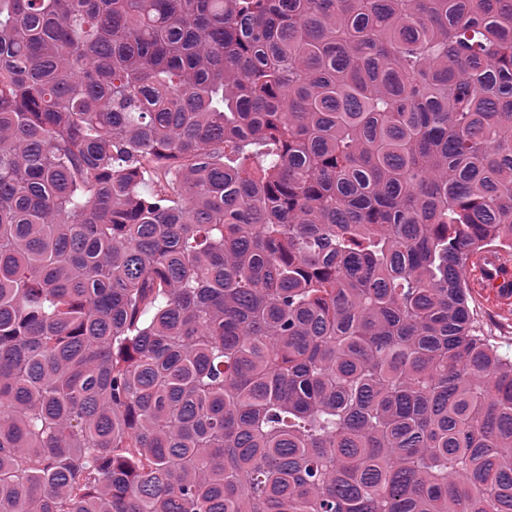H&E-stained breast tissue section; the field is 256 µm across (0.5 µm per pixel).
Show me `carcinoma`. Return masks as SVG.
I'll return each mask as SVG.
<instances>
[{"instance_id":"obj_1","label":"carcinoma","mask_w":512,"mask_h":512,"mask_svg":"<svg viewBox=\"0 0 512 512\" xmlns=\"http://www.w3.org/2000/svg\"><path fill=\"white\" fill-rule=\"evenodd\" d=\"M512 0H0V512H512ZM475 264L474 288L489 291L491 303L501 309L512 306V292L504 286L505 269H511V263L505 255L493 249H485L472 257L469 268ZM470 288V286H469ZM470 305L484 336H488L499 346V351L512 357V309L501 310L492 306L484 293L470 288Z\"/></svg>"}]
</instances>
